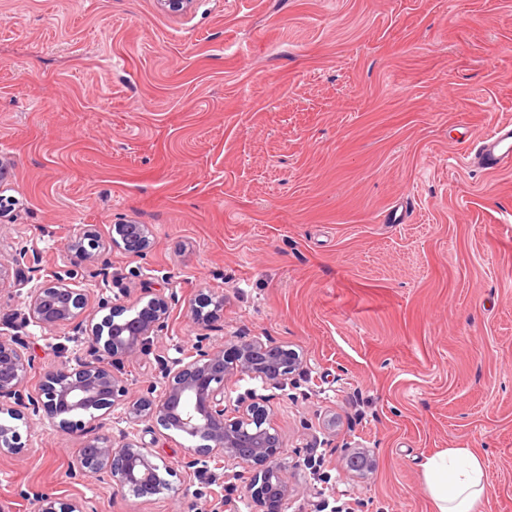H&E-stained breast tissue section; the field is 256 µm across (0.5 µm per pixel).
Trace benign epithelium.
<instances>
[{
  "label": "benign epithelium",
  "instance_id": "benign-epithelium-1",
  "mask_svg": "<svg viewBox=\"0 0 512 512\" xmlns=\"http://www.w3.org/2000/svg\"><path fill=\"white\" fill-rule=\"evenodd\" d=\"M112 246L133 257L145 258L151 248L146 224H115L104 239L92 228L81 229L68 243L74 261L99 260ZM27 288L23 327L53 332L65 326L84 337V357L44 370L35 391L27 390L34 367L29 346L16 326L0 320V455L24 448L13 420L48 422L82 434L72 475L105 479L117 493L146 497L173 490L170 478L177 470L139 435V426L156 425L196 444L185 449L184 469L215 461L237 476V467L253 469L248 483L255 512H285L292 496L290 485L270 473L281 469L283 440L272 422L268 398L249 389L231 398L230 386L249 378L262 387L285 389L303 370V355L258 336L239 337L221 344L211 335L213 322L224 308V297L206 295L191 304L196 325L194 352L171 358L158 355L160 380L133 389L121 366L154 346L166 328L175 294L158 290L146 305L134 311L121 298H101L100 321L85 315L86 290L57 275L43 281L22 273L15 280L0 267V288ZM119 412L130 429L119 438L103 431L104 420ZM345 470L368 476L374 463L368 451L356 449L344 458ZM36 512H93L88 501L40 493Z\"/></svg>",
  "mask_w": 512,
  "mask_h": 512
}]
</instances>
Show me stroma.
Wrapping results in <instances>:
<instances>
[{"label": "stroma", "instance_id": "35a3bbf8", "mask_svg": "<svg viewBox=\"0 0 512 512\" xmlns=\"http://www.w3.org/2000/svg\"><path fill=\"white\" fill-rule=\"evenodd\" d=\"M512 121V0H0V265L90 293L175 294L156 347L191 353L189 307L224 298L225 340L304 357L292 396L266 388L286 512H433L422 464L468 448L482 512H512V169L465 166ZM407 207L403 224L383 212ZM148 225L146 258L74 264L89 226ZM36 368L81 353L28 327ZM336 431L325 434L327 419ZM0 506L27 491L95 512H253L251 469L178 471L176 495L113 493L71 475L77 434L20 430ZM369 451L367 478L347 448ZM344 467L349 473L366 477L372 472L374 463L368 451L356 449L345 456Z\"/></svg>", "mask_w": 512, "mask_h": 512}]
</instances>
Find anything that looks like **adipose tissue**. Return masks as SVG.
Instances as JSON below:
<instances>
[{"instance_id": "adipose-tissue-1", "label": "adipose tissue", "mask_w": 512, "mask_h": 512, "mask_svg": "<svg viewBox=\"0 0 512 512\" xmlns=\"http://www.w3.org/2000/svg\"><path fill=\"white\" fill-rule=\"evenodd\" d=\"M481 457L468 448H451L429 457L423 478L435 512H481L486 485Z\"/></svg>"}]
</instances>
